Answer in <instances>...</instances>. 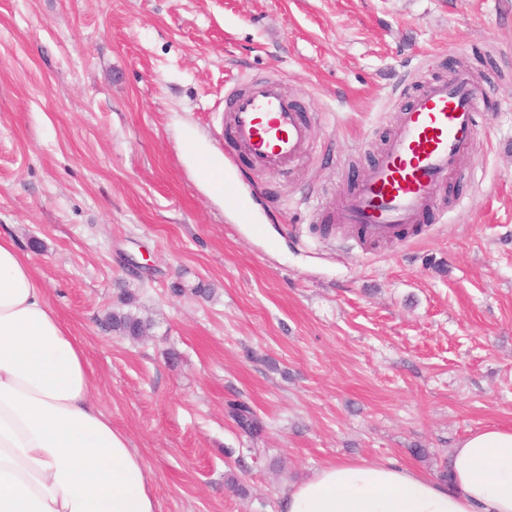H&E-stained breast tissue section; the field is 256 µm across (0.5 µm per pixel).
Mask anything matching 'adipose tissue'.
<instances>
[{"instance_id":"obj_1","label":"adipose tissue","mask_w":512,"mask_h":512,"mask_svg":"<svg viewBox=\"0 0 512 512\" xmlns=\"http://www.w3.org/2000/svg\"><path fill=\"white\" fill-rule=\"evenodd\" d=\"M82 344L0 238V512H157L150 467L92 397ZM451 481L343 460L288 487L280 512H512V430L454 448Z\"/></svg>"}]
</instances>
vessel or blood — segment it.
I'll return each mask as SVG.
<instances>
[{"mask_svg":"<svg viewBox=\"0 0 512 512\" xmlns=\"http://www.w3.org/2000/svg\"><path fill=\"white\" fill-rule=\"evenodd\" d=\"M480 112L479 90L468 73L430 84L402 112L397 133L338 211V222L361 228L367 240L416 223L468 151ZM224 113L236 147L270 173L292 165L313 143L298 101L281 80L256 79L228 93Z\"/></svg>","mask_w":512,"mask_h":512,"instance_id":"1","label":"vessel or blood"}]
</instances>
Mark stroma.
<instances>
[{
	"instance_id": "stroma-1",
	"label": "stroma",
	"mask_w": 512,
	"mask_h": 512,
	"mask_svg": "<svg viewBox=\"0 0 512 512\" xmlns=\"http://www.w3.org/2000/svg\"><path fill=\"white\" fill-rule=\"evenodd\" d=\"M463 69L481 122L420 231L340 228L401 111ZM265 77L312 127L280 174L212 133L225 90ZM0 236L82 343L158 512H279L339 460L437 480L468 434L512 428V0H0ZM125 291L144 338L105 322ZM231 401L264 422L259 453Z\"/></svg>"
}]
</instances>
